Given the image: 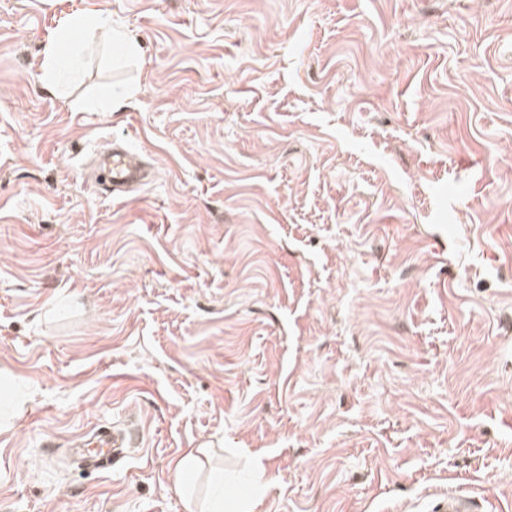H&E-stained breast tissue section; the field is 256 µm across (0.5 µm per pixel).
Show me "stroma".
I'll return each instance as SVG.
<instances>
[{
	"mask_svg": "<svg viewBox=\"0 0 512 512\" xmlns=\"http://www.w3.org/2000/svg\"><path fill=\"white\" fill-rule=\"evenodd\" d=\"M87 9L139 54L55 96ZM0 370V512H512V0H0ZM69 32L77 33L75 41L67 39ZM85 46L100 45L112 57L129 55L137 50V44L121 28L112 26V18L102 13L84 10L67 15L56 36L44 49L42 82L50 89L62 88L66 80L77 74L80 65V50ZM107 165L112 182V200H124L126 188L133 184L145 185L146 174L139 163L135 162L130 152L112 143V148L100 154ZM93 444L95 445L91 446ZM124 448H126V436L113 430L92 434L77 447V453L88 465L98 469L104 467L105 459L109 460L111 456L119 455ZM265 469L260 461L254 465L253 475L255 477V491L253 494L240 499L238 505L234 508H224V496L215 505V510L211 512H255V508L260 502L267 487L266 480L263 479Z\"/></svg>",
	"mask_w": 512,
	"mask_h": 512,
	"instance_id": "obj_1",
	"label": "stroma"
}]
</instances>
